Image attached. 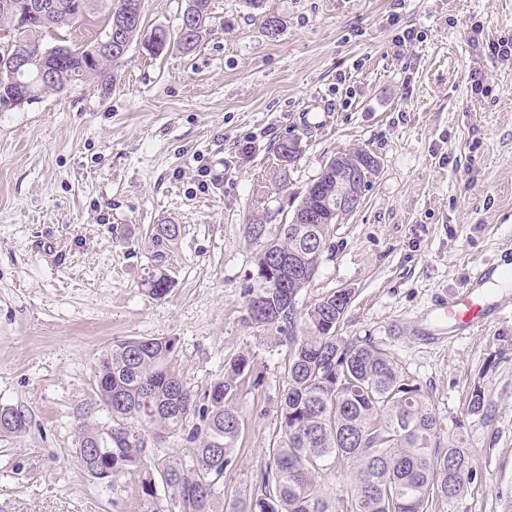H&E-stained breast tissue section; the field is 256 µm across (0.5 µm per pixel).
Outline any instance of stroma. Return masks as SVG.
<instances>
[{"mask_svg": "<svg viewBox=\"0 0 512 512\" xmlns=\"http://www.w3.org/2000/svg\"><path fill=\"white\" fill-rule=\"evenodd\" d=\"M212 7L191 52L154 58L135 43L115 86L0 112V405L29 421L0 436V512H150L141 474L106 487L73 454L85 407L112 422L95 366L128 338H176V371L198 395L250 358L221 491L256 492L286 345L246 321L263 248L247 227L289 223L329 159L354 148L379 166L358 210L327 226L297 308L350 293L339 336L377 344L445 433H464L477 478L435 512H512V315L449 343L426 336L435 300L512 246V59L487 49L512 36V0ZM406 30L415 38L398 46ZM171 224L178 235L156 243ZM155 268L172 280L161 299L142 285ZM476 387L480 412L468 408Z\"/></svg>", "mask_w": 512, "mask_h": 512, "instance_id": "stroma-1", "label": "stroma"}]
</instances>
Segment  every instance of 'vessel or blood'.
<instances>
[{
    "instance_id": "b4317fda",
    "label": "vessel or blood",
    "mask_w": 512,
    "mask_h": 512,
    "mask_svg": "<svg viewBox=\"0 0 512 512\" xmlns=\"http://www.w3.org/2000/svg\"><path fill=\"white\" fill-rule=\"evenodd\" d=\"M501 274V266L474 264L468 275L469 287L466 291L435 302L434 316L438 329L459 335L485 326L491 316L506 314L507 305L488 303L480 292L481 286Z\"/></svg>"
}]
</instances>
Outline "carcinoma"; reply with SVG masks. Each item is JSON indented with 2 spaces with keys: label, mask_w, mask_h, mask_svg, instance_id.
I'll use <instances>...</instances> for the list:
<instances>
[{
  "label": "carcinoma",
  "mask_w": 512,
  "mask_h": 512,
  "mask_svg": "<svg viewBox=\"0 0 512 512\" xmlns=\"http://www.w3.org/2000/svg\"><path fill=\"white\" fill-rule=\"evenodd\" d=\"M43 2L39 15L28 4ZM75 0H0V30L13 33L0 47V109L19 91L33 96L63 93L77 83L114 82L122 56L100 47L105 38L85 46L66 43L61 32L87 12L105 13L106 29L127 11L123 29L126 47L138 43L157 57L177 46L194 50L212 31V0H187L191 24L151 35L161 27L146 28L143 5L132 0H80L81 12L72 11ZM56 41L49 46L46 38ZM48 57L55 80H33L7 70L20 55ZM336 178L320 174L306 192L299 209L312 217L309 224H281L267 241L255 276L267 281L261 288L248 285L247 314L258 327L288 334L284 382L279 405V430L272 462L261 472L260 493L223 502L218 486L224 471L234 463L240 435V413L235 404L238 380L249 372L250 359L240 355L224 365V375L198 396L186 388L176 373L177 339L169 337L118 340L98 359L95 385L99 402L112 404V432L123 439L110 441L102 427L86 422L83 412L75 458L85 472L96 468L122 476L145 469L155 455L144 430H154L155 440L183 436L195 444L190 461L167 464L169 508L154 512H330L317 489V478L339 465L352 467L346 506L340 512H433L437 502L448 505L465 495L476 477L470 449L455 434L441 445L443 427L433 405L403 378L392 358L376 345L357 344L337 336L350 303V294L333 292L310 305L297 329L296 297L314 278L320 258L304 262L313 242L327 249L326 224L336 216L322 213V202L336 207ZM145 286L161 298L171 280L157 269ZM28 419L19 410L0 406V435L26 432ZM98 441L100 458L84 453L83 443Z\"/></svg>",
  "instance_id": "carcinoma-1"
}]
</instances>
